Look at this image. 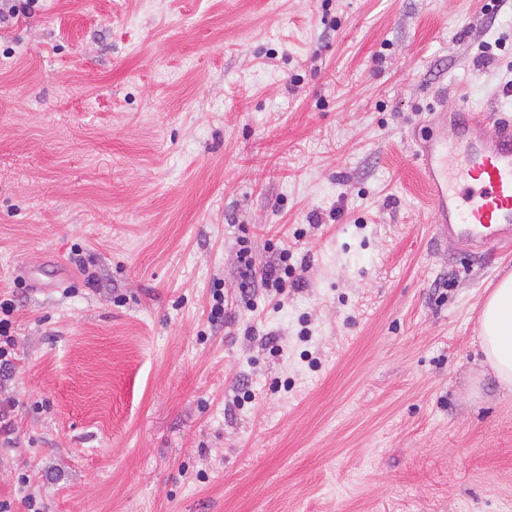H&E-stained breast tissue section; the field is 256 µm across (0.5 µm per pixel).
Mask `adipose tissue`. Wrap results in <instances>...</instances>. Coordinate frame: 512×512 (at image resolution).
Masks as SVG:
<instances>
[{"instance_id": "ef3b65f1", "label": "adipose tissue", "mask_w": 512, "mask_h": 512, "mask_svg": "<svg viewBox=\"0 0 512 512\" xmlns=\"http://www.w3.org/2000/svg\"><path fill=\"white\" fill-rule=\"evenodd\" d=\"M483 363L501 389L512 393V274L506 275L485 301L478 338Z\"/></svg>"}]
</instances>
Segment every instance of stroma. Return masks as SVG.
<instances>
[{
	"mask_svg": "<svg viewBox=\"0 0 512 512\" xmlns=\"http://www.w3.org/2000/svg\"><path fill=\"white\" fill-rule=\"evenodd\" d=\"M512 0H37L0 25V300L26 512H512L432 106L512 119ZM302 233L246 305L239 237ZM229 317L208 321L214 288ZM11 301L5 299L0 302V369H10L12 365V351L15 347V339L10 334L11 321L1 318V314L8 317L11 312Z\"/></svg>",
	"mask_w": 512,
	"mask_h": 512,
	"instance_id": "1",
	"label": "stroma"
}]
</instances>
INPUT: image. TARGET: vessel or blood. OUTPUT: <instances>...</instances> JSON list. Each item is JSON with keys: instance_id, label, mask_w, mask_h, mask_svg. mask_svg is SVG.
Here are the masks:
<instances>
[{"instance_id": "vessel-or-blood-1", "label": "vessel or blood", "mask_w": 512, "mask_h": 512, "mask_svg": "<svg viewBox=\"0 0 512 512\" xmlns=\"http://www.w3.org/2000/svg\"><path fill=\"white\" fill-rule=\"evenodd\" d=\"M430 130L417 158L440 237L469 250L512 246V120L470 113Z\"/></svg>"}]
</instances>
